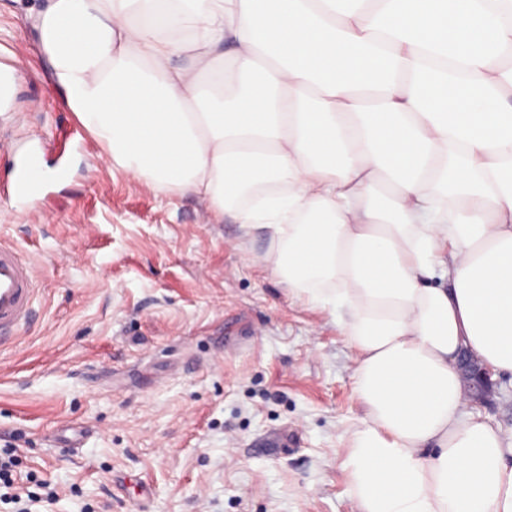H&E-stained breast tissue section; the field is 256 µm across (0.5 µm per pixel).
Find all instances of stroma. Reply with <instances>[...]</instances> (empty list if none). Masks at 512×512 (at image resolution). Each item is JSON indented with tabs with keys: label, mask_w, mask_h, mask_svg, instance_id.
Masks as SVG:
<instances>
[{
	"label": "stroma",
	"mask_w": 512,
	"mask_h": 512,
	"mask_svg": "<svg viewBox=\"0 0 512 512\" xmlns=\"http://www.w3.org/2000/svg\"><path fill=\"white\" fill-rule=\"evenodd\" d=\"M29 5L0 0V245L38 279L0 348L18 482L50 484L53 512H357L345 437L366 409L345 336L248 261L262 233L106 162L36 54ZM31 153L64 175L22 201Z\"/></svg>",
	"instance_id": "stroma-1"
}]
</instances>
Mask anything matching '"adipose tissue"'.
Segmentation results:
<instances>
[{
  "instance_id": "ef3b65f1",
  "label": "adipose tissue",
  "mask_w": 512,
  "mask_h": 512,
  "mask_svg": "<svg viewBox=\"0 0 512 512\" xmlns=\"http://www.w3.org/2000/svg\"><path fill=\"white\" fill-rule=\"evenodd\" d=\"M34 26L113 167L263 231L337 320L360 512H512V429L457 369L512 374V0H46ZM458 370L474 401H484L491 394L493 383L490 374L473 354L466 351L461 354L458 360Z\"/></svg>"
}]
</instances>
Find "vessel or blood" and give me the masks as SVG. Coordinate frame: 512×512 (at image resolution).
I'll return each instance as SVG.
<instances>
[{"label":"vessel or blood","instance_id":"b4317fda","mask_svg":"<svg viewBox=\"0 0 512 512\" xmlns=\"http://www.w3.org/2000/svg\"><path fill=\"white\" fill-rule=\"evenodd\" d=\"M33 270L21 254L0 246V343L14 339L31 312Z\"/></svg>","mask_w":512,"mask_h":512}]
</instances>
